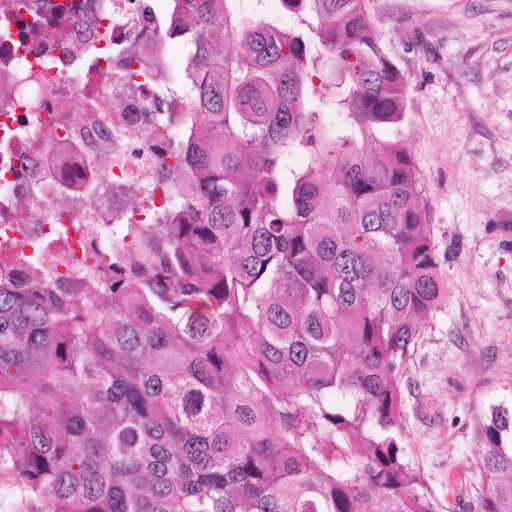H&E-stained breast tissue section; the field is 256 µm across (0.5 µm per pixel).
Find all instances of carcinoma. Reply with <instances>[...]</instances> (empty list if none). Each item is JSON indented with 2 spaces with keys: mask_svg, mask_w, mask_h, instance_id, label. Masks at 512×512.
<instances>
[{
  "mask_svg": "<svg viewBox=\"0 0 512 512\" xmlns=\"http://www.w3.org/2000/svg\"><path fill=\"white\" fill-rule=\"evenodd\" d=\"M236 2L167 0L190 91L125 250L0 286L14 512H439L399 381L448 285L409 147L378 138L408 84L366 0H282L287 31ZM53 141L85 159L81 128ZM478 464L480 512H512V408Z\"/></svg>",
  "mask_w": 512,
  "mask_h": 512,
  "instance_id": "carcinoma-1",
  "label": "carcinoma"
}]
</instances>
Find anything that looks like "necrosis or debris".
Instances as JSON below:
<instances>
[{
    "label": "necrosis or debris",
    "instance_id": "obj_1",
    "mask_svg": "<svg viewBox=\"0 0 512 512\" xmlns=\"http://www.w3.org/2000/svg\"><path fill=\"white\" fill-rule=\"evenodd\" d=\"M164 25L161 0H0V264L21 272L33 256L53 277L128 242L120 227L128 194L164 159L177 127H154L143 139L156 86L115 74L148 68L184 82L183 68L171 64L176 38L156 59L137 49ZM74 125L111 143L118 163L108 187L73 195L60 221L54 202L73 193L50 139L53 128Z\"/></svg>",
    "mask_w": 512,
    "mask_h": 512
}]
</instances>
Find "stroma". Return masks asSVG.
<instances>
[{"mask_svg":"<svg viewBox=\"0 0 512 512\" xmlns=\"http://www.w3.org/2000/svg\"><path fill=\"white\" fill-rule=\"evenodd\" d=\"M409 84L407 142L448 301L401 379L403 446L439 512H478V452L512 405V0H367Z\"/></svg>","mask_w":512,"mask_h":512,"instance_id":"stroma-1","label":"stroma"}]
</instances>
